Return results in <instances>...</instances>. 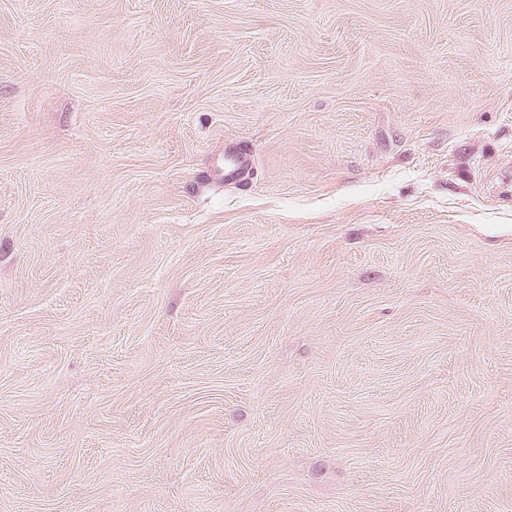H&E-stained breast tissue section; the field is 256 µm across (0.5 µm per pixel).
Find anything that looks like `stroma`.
Here are the masks:
<instances>
[{"mask_svg":"<svg viewBox=\"0 0 512 512\" xmlns=\"http://www.w3.org/2000/svg\"><path fill=\"white\" fill-rule=\"evenodd\" d=\"M0 512H512V0H0ZM253 155L242 142H231L224 147V183L242 184L252 170Z\"/></svg>","mask_w":512,"mask_h":512,"instance_id":"35a3bbf8","label":"stroma"}]
</instances>
